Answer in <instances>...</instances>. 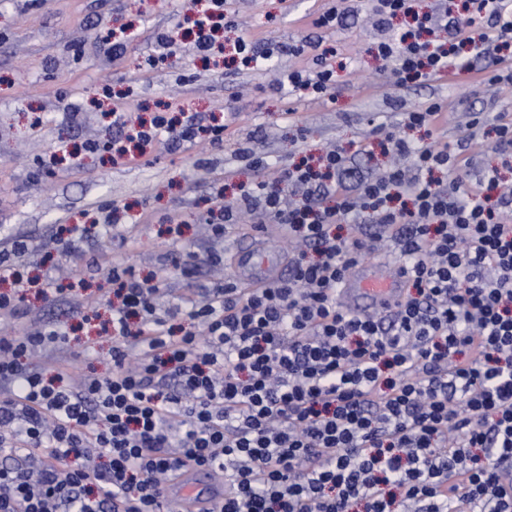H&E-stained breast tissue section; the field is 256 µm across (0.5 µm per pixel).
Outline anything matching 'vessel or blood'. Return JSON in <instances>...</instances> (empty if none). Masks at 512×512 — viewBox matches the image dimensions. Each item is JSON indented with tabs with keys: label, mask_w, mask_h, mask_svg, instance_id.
<instances>
[{
	"label": "vessel or blood",
	"mask_w": 512,
	"mask_h": 512,
	"mask_svg": "<svg viewBox=\"0 0 512 512\" xmlns=\"http://www.w3.org/2000/svg\"><path fill=\"white\" fill-rule=\"evenodd\" d=\"M285 255L269 246L263 237H255L250 249L238 251L231 265L234 279L248 288L265 286L277 281L283 274ZM404 294L403 278L385 276L379 265L357 264L337 292V302L349 313L364 315L375 309L397 304ZM224 496L221 473L209 468L190 472L189 480L170 487L167 497L175 512H183L188 502L207 506Z\"/></svg>",
	"instance_id": "1"
}]
</instances>
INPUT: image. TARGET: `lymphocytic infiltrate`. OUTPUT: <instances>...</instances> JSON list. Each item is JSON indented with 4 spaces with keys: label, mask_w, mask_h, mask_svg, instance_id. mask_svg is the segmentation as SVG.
Wrapping results in <instances>:
<instances>
[{
    "label": "lymphocytic infiltrate",
    "mask_w": 512,
    "mask_h": 512,
    "mask_svg": "<svg viewBox=\"0 0 512 512\" xmlns=\"http://www.w3.org/2000/svg\"><path fill=\"white\" fill-rule=\"evenodd\" d=\"M227 0L186 14L193 50L209 58L215 22L237 28ZM372 0L387 78L427 83L489 64L483 81L512 89V0ZM412 17L415 29L394 31ZM303 58L276 80L292 94L336 101V45L290 46ZM447 108L428 100L378 142L399 165L352 169L340 147L319 168L283 166L233 200L215 189L212 241L252 216L284 228L298 250L288 274L247 290L227 281L184 307H161V284L112 260V371L74 372L30 356L64 339L65 324L0 336V512H167L182 471L206 466L229 486L210 512H512V182L497 168L463 181L473 155L512 158V120L486 145L481 118L455 144L436 132ZM112 123L124 146L93 139L90 154L131 161L128 144L223 142L224 123L195 112ZM399 247L407 291L388 313L358 316L336 289L364 251ZM16 240L0 256V314L28 292ZM187 317L190 327L180 326Z\"/></svg>",
    "instance_id": "lymphocytic-infiltrate-1"
}]
</instances>
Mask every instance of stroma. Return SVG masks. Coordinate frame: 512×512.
Returning a JSON list of instances; mask_svg holds the SVG:
<instances>
[{
  "mask_svg": "<svg viewBox=\"0 0 512 512\" xmlns=\"http://www.w3.org/2000/svg\"><path fill=\"white\" fill-rule=\"evenodd\" d=\"M325 6V0H233L239 27L226 33V41L241 35L272 51L243 67L206 64L186 38L176 56L158 59L155 37L183 18L182 0H0V250L15 239L29 241L19 265L63 296L54 307L28 297L17 317L0 322V332L23 331L35 319L63 321L70 304L91 305L90 322L46 346L45 353L108 373L111 343L100 329L112 309L103 266L120 257L137 277L163 279L164 302L183 295L185 282L169 276L167 268L172 259L206 249L212 186L223 185L230 194L255 177L236 154L240 142L251 141L274 169L318 156L333 142L350 165L372 173L389 158L372 146L371 129L398 125L403 110L420 102L447 105L448 122L439 134L451 141L461 134L459 113H481L489 142L498 116L512 114V91H495L474 77L411 84L387 95L371 53L377 31L366 20L368 0H354L331 30L312 25ZM116 30L124 31L127 44L118 61L106 55ZM318 39L336 43L355 59L339 74L336 101L275 89L277 74L292 63L276 46ZM101 84L121 92L125 109L137 115L171 101L205 117L229 112L237 120L220 146L162 148L138 163L115 166L106 154L80 151L85 140L116 134L112 102L99 106L92 100ZM362 142L370 152L359 151ZM110 204L120 210L116 234L100 226L101 210ZM63 226L84 231V251L65 276L56 269L60 254L54 248Z\"/></svg>",
  "mask_w": 512,
  "mask_h": 512,
  "instance_id": "stroma-1",
  "label": "stroma"
}]
</instances>
